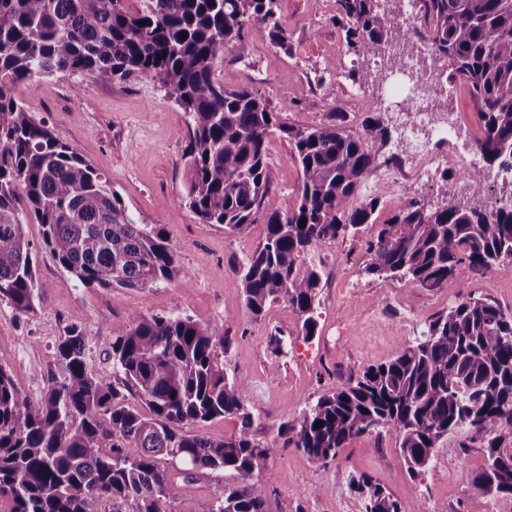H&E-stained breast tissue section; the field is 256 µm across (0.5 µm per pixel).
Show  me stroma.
I'll return each instance as SVG.
<instances>
[{"label":"stroma","instance_id":"35a3bbf8","mask_svg":"<svg viewBox=\"0 0 512 512\" xmlns=\"http://www.w3.org/2000/svg\"><path fill=\"white\" fill-rule=\"evenodd\" d=\"M280 14L294 34V54L285 56L266 40L253 39L245 63H226L220 77L228 86H249L265 95L288 122L307 126L322 122L333 108L348 112L347 131L355 133L365 114L358 95L362 75L370 69L360 48L347 47L331 21L332 0H279ZM323 77L333 89L325 96L313 84ZM300 86V104H288V87ZM22 100L36 120L104 174L124 204L147 223L162 227L176 251L182 286L173 280L157 288H84L73 286L42 242L39 225L29 227L37 270L45 289L36 312L21 315L0 300V368L16 387L32 399L47 389V371L54 351L71 327L92 337L88 369L111 383L109 346L125 335L137 314L189 316L223 326L232 347L224 358L228 376L249 384L246 405L254 417L255 437L268 451L266 469L273 480L271 512H364V501L349 486L351 475L366 473L399 500L403 512H465L471 477L481 466L479 455L461 458L464 433L449 435L435 451L428 470L413 478L396 445L395 436L371 433L350 442L336 461L321 466L293 447H284L278 426L296 418L301 409L334 390L341 381L386 361L402 340L411 338L432 314L446 309L459 293L494 299L512 313V276L490 271L466 287L449 283L430 292L407 280L366 274L370 261L366 242L371 228L353 237L318 244L311 252L323 270L318 333L312 340L299 335L298 319L286 304H274L264 318L246 309L240 276L233 258L262 243L264 220L248 233L237 235L217 224L200 223L185 205L183 154L189 142L187 117L166 91L145 77L133 75L100 83L87 75L60 74L25 90ZM451 112L470 115L458 138L444 151L468 154L475 150L479 126L469 91L457 85L448 98ZM270 168L281 212L297 203L299 175L286 139L272 137ZM381 170L363 183L361 196L381 199L380 218H387L399 202L416 199L431 206L443 194L467 203L476 197L458 177L455 167L439 169L425 181H408L383 191ZM288 343L287 355L274 356L271 333ZM232 477L215 471L193 485L173 489L171 507L181 512L192 503L196 512L207 509Z\"/></svg>","mask_w":512,"mask_h":512}]
</instances>
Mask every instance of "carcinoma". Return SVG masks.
<instances>
[{"mask_svg":"<svg viewBox=\"0 0 512 512\" xmlns=\"http://www.w3.org/2000/svg\"><path fill=\"white\" fill-rule=\"evenodd\" d=\"M0 0V300L23 315L36 311L43 282L27 227L76 286L155 288L182 277L163 229L126 208L97 171L21 102L29 86L57 74L100 82L141 75L164 88L188 117L183 200L203 224L245 234L266 219L262 246L236 261L245 307L256 317L282 301L309 340L316 335L320 266L312 248L376 227L366 272L409 280L434 292L463 287L488 271L512 276V205H461L448 194L429 208L416 199L379 223L381 199L355 201L390 140L372 105L361 130L331 111L315 126L280 119L247 86L215 77L224 56L241 58L259 37L293 53L278 0ZM382 0H334L331 21L349 46L371 54L384 45L425 47L448 64V84L474 101L483 160L512 166V0H422V21L403 28ZM288 139L299 169L297 206H277L268 166L269 137ZM306 222L301 227L299 223ZM90 337L78 328L56 346L48 386L34 401L0 368V498L12 512H166L179 462L186 482L228 470L209 512H268L267 450L252 435L248 385L224 372L232 340L189 316L137 314L112 341L116 383L87 369ZM234 416L238 433L213 439L187 425ZM466 430L462 456H483L466 512H489L512 496V314L468 296L428 318L393 357L367 367L306 405L277 429L286 445L327 465L366 433L389 432L412 477L432 463L439 442ZM110 445L111 452L102 448ZM352 485L365 512H402L367 474Z\"/></svg>","mask_w":512,"mask_h":512,"instance_id":"1","label":"carcinoma"}]
</instances>
